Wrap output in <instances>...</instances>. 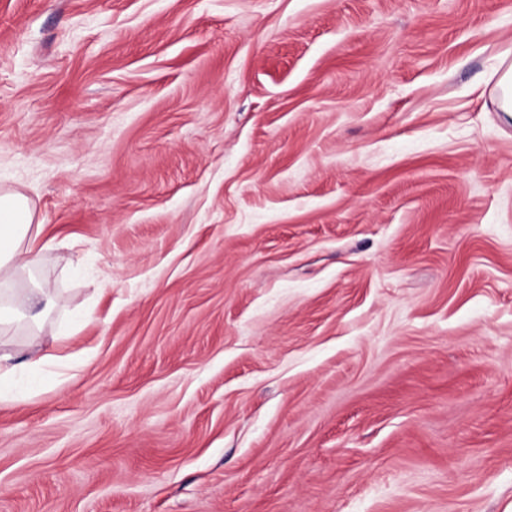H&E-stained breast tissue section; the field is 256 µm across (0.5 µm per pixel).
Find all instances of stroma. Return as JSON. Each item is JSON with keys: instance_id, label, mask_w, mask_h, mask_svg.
I'll return each instance as SVG.
<instances>
[{"instance_id": "1", "label": "stroma", "mask_w": 512, "mask_h": 512, "mask_svg": "<svg viewBox=\"0 0 512 512\" xmlns=\"http://www.w3.org/2000/svg\"><path fill=\"white\" fill-rule=\"evenodd\" d=\"M511 63L512 0H0V512H512ZM498 112L512 117V66L501 70L495 84ZM34 208L29 198L11 189L0 190V276L22 268L31 272L40 259L34 250L43 224H33ZM53 304L48 288H27L2 301L0 299V326L12 324L22 317L33 323L42 324L45 315ZM43 308L37 312L38 306Z\"/></svg>"}]
</instances>
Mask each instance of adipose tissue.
Instances as JSON below:
<instances>
[{"label": "adipose tissue", "instance_id": "ef3b65f1", "mask_svg": "<svg viewBox=\"0 0 512 512\" xmlns=\"http://www.w3.org/2000/svg\"><path fill=\"white\" fill-rule=\"evenodd\" d=\"M41 233L29 198L11 189L0 190V275L22 268L31 269L40 259L34 245ZM48 289L27 288L0 300V326L20 318L42 324L45 308L51 307Z\"/></svg>", "mask_w": 512, "mask_h": 512}]
</instances>
